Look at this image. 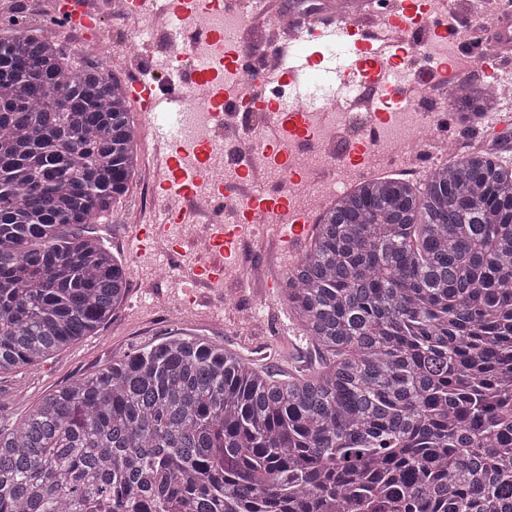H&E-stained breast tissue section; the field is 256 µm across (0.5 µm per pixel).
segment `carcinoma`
<instances>
[{
    "label": "carcinoma",
    "instance_id": "carcinoma-1",
    "mask_svg": "<svg viewBox=\"0 0 512 512\" xmlns=\"http://www.w3.org/2000/svg\"><path fill=\"white\" fill-rule=\"evenodd\" d=\"M0 28L2 374L125 299L93 227L140 153L122 80ZM32 51L93 115L37 93ZM451 103L475 123L497 92ZM285 293L319 361L280 381L179 336L114 357L0 425V512H512V128L336 195Z\"/></svg>",
    "mask_w": 512,
    "mask_h": 512
}]
</instances>
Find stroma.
Returning a JSON list of instances; mask_svg holds the SVG:
<instances>
[{
	"mask_svg": "<svg viewBox=\"0 0 512 512\" xmlns=\"http://www.w3.org/2000/svg\"><path fill=\"white\" fill-rule=\"evenodd\" d=\"M145 194L134 178L128 194L117 201L106 223L95 231L126 266L136 261L132 223ZM280 248L270 283L259 292L245 288L241 302L253 316L241 318L218 298L190 302V289L174 277L141 273L131 277L129 294L95 334L85 336L34 366L0 374V422L12 423L45 394L97 370L112 358L170 336H195L239 353L274 373H288L313 361L315 353L288 317L282 288L293 262Z\"/></svg>",
	"mask_w": 512,
	"mask_h": 512,
	"instance_id": "1",
	"label": "stroma"
}]
</instances>
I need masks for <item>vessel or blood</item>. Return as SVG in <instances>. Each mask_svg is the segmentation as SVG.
<instances>
[{
  "label": "vessel or blood",
  "mask_w": 512,
  "mask_h": 512,
  "mask_svg": "<svg viewBox=\"0 0 512 512\" xmlns=\"http://www.w3.org/2000/svg\"><path fill=\"white\" fill-rule=\"evenodd\" d=\"M212 0H127L131 17H154L158 21L155 36L165 50L162 57L148 60L146 72L137 73L128 85V93L139 102L144 117L155 118L173 106H184L191 93L202 92L210 106L212 134L204 140H189L164 126H155L161 150L155 160V187L163 202V221L152 227L135 226L132 238L139 254L158 250L166 242L175 224L196 221L194 202L198 195L212 198L223 206L224 191L209 177V159L223 153L228 166L240 172L251 168V161L239 150L240 140L231 116L239 106L235 85L224 76L240 70L247 59V46H225L219 32L194 25V17L206 10ZM54 19L68 27L80 26L91 35H101L104 16L94 10L91 0H53ZM386 12L389 24L401 32L398 40L382 39L370 19L350 18L340 23L324 12L307 16L305 21H292L285 33L288 46L278 52V63L258 71L256 103L264 110L267 159L282 171H290V159L299 151L316 146L313 134L315 118L328 104L336 103L347 112L349 121L336 129L335 138L346 141L345 151L337 156L338 165L354 162L365 167L369 155L365 142L373 134L368 117L386 119L392 106L412 101V86L431 87L445 82L448 71L439 65L423 64L408 40L410 33L420 31L428 38L448 34V21L433 8V0H389ZM494 54L498 77L512 80V15L498 19L493 31ZM190 43H205L214 48L220 69L201 66L196 59L175 56L174 50ZM328 44L337 52L329 61L317 54L300 52L299 44ZM325 65L330 77L327 85L304 83L303 75L316 65ZM238 221L215 229L211 244L213 256L184 270L182 276L192 284L223 279L224 272L235 260L238 240L255 214L275 217L276 228L290 251H298L312 232L305 210L292 204L287 189L267 185L247 192L235 191Z\"/></svg>",
  "instance_id": "1"
}]
</instances>
